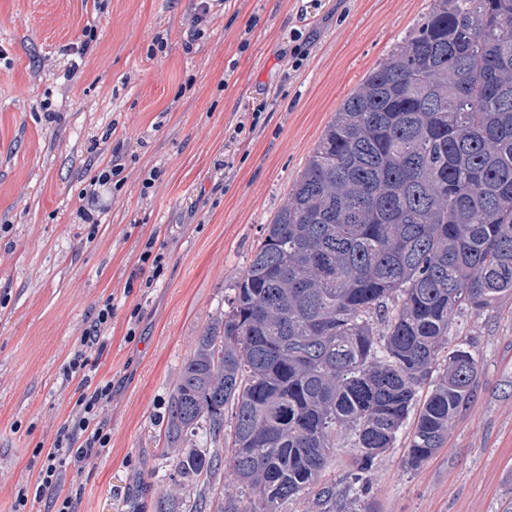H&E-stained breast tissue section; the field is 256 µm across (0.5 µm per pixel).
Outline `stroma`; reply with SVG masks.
<instances>
[{"label":"stroma","instance_id":"35a3bbf8","mask_svg":"<svg viewBox=\"0 0 512 512\" xmlns=\"http://www.w3.org/2000/svg\"><path fill=\"white\" fill-rule=\"evenodd\" d=\"M199 2L0 0V512L35 480L34 448L52 446L71 416L81 380L63 369L108 301L89 376L112 384L99 412L110 441L64 484L83 488L75 512H153L138 483L170 486L163 431L184 360L343 100L432 7L217 0L199 34ZM89 26L86 54L67 55ZM114 158L124 185L104 195L98 223H78ZM151 236L167 266L145 288L138 258ZM468 340L478 385L444 447L412 470L396 443L353 512L512 502V298L460 315L448 345Z\"/></svg>","mask_w":512,"mask_h":512}]
</instances>
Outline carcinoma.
<instances>
[{"mask_svg":"<svg viewBox=\"0 0 512 512\" xmlns=\"http://www.w3.org/2000/svg\"><path fill=\"white\" fill-rule=\"evenodd\" d=\"M512 296V0H433L325 126L287 201L181 368L167 447L202 428L231 454L178 451L171 481L221 467L249 490L216 512H278L320 483L336 439L349 490L414 417L407 464L442 448L474 396L479 360L440 359L464 310Z\"/></svg>","mask_w":512,"mask_h":512,"instance_id":"1","label":"carcinoma"}]
</instances>
